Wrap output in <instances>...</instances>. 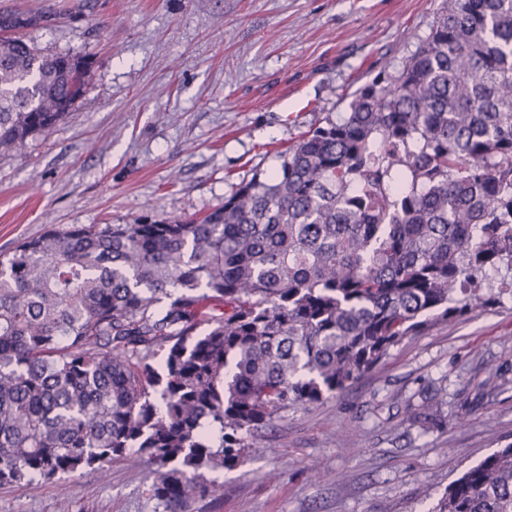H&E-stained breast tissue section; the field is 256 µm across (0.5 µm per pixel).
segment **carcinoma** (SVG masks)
<instances>
[{
  "mask_svg": "<svg viewBox=\"0 0 512 512\" xmlns=\"http://www.w3.org/2000/svg\"><path fill=\"white\" fill-rule=\"evenodd\" d=\"M0 151L90 73L0 11ZM505 271L498 285L491 271ZM512 299V0H444L396 71L280 168L195 219L50 227L0 257V485L97 477L134 453L162 512L220 488L291 408L339 393L438 321ZM429 512H512V443Z\"/></svg>",
  "mask_w": 512,
  "mask_h": 512,
  "instance_id": "carcinoma-1",
  "label": "carcinoma"
}]
</instances>
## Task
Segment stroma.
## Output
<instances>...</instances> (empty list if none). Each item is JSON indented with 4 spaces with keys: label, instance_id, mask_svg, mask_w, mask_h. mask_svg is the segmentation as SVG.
I'll return each mask as SVG.
<instances>
[{
    "label": "stroma",
    "instance_id": "stroma-1",
    "mask_svg": "<svg viewBox=\"0 0 512 512\" xmlns=\"http://www.w3.org/2000/svg\"><path fill=\"white\" fill-rule=\"evenodd\" d=\"M443 0H0L46 13L28 33L87 56L82 96L0 153V255L49 225L191 219L402 67ZM512 442V299L390 349L348 389L291 410L260 451L206 472L193 512H427ZM145 460L105 478L0 486V512H162Z\"/></svg>",
    "mask_w": 512,
    "mask_h": 512
}]
</instances>
